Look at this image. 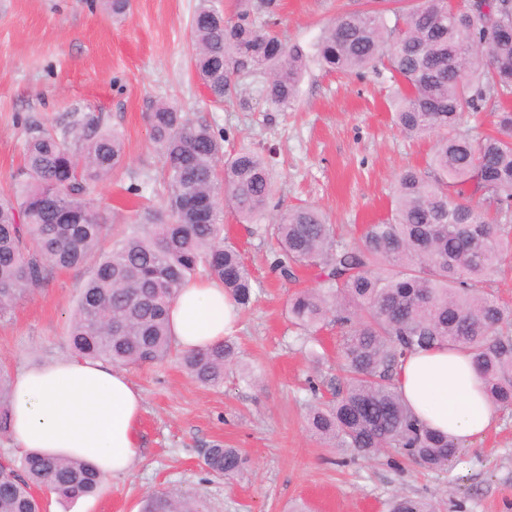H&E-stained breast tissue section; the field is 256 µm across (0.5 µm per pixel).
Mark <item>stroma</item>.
Masks as SVG:
<instances>
[{"label": "stroma", "instance_id": "35a3bbf8", "mask_svg": "<svg viewBox=\"0 0 512 512\" xmlns=\"http://www.w3.org/2000/svg\"><path fill=\"white\" fill-rule=\"evenodd\" d=\"M200 0H130L126 17L101 0H0V194L18 187L23 149L34 120L69 113L101 115L124 142L125 163L95 189L99 208L122 233L141 197L161 204L160 165L146 115L161 102L224 137L225 155L247 148L273 166L274 195L265 215L243 221L224 211V235L253 279L251 304L233 333L241 368L204 387L179 362L127 366L142 391L130 473L103 480L95 495L53 496L43 512H141L145 496L187 494L209 512H387L394 496L426 497L439 512H512V410H500L482 439L461 448L460 462L428 473L386 450L365 459L331 451L311 436L307 413L316 396L331 398L341 377L339 330L328 325L305 346L288 318L290 296L318 287L310 270L295 280L274 269L275 242L263 231L284 209H322L348 245L385 220L398 175L424 167L432 138H409L392 121L396 82L385 66L362 75L310 65L294 106L280 111L262 97L265 76L241 77L215 104L194 75L191 24ZM368 0H279L276 30L310 46L337 13ZM89 267L53 272L0 320V362L9 372L71 356L73 311ZM320 362H313L311 352ZM239 449L249 467L237 481L213 476L204 454L213 445Z\"/></svg>", "mask_w": 512, "mask_h": 512}]
</instances>
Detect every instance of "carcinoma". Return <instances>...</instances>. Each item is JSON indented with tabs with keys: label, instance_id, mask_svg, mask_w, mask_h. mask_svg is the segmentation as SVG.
<instances>
[{
	"label": "carcinoma",
	"instance_id": "obj_1",
	"mask_svg": "<svg viewBox=\"0 0 512 512\" xmlns=\"http://www.w3.org/2000/svg\"><path fill=\"white\" fill-rule=\"evenodd\" d=\"M276 0H239L224 18L202 0L191 25L193 67L212 102L230 95L244 71L268 75L266 101L286 111L310 62L360 74L387 65L398 83L394 125L410 137L436 136L423 170L397 178L391 216L363 230L361 243L337 240L314 206L286 209L270 232L286 279L294 266L317 271L320 286L293 295L291 320L309 340L330 321L340 327L345 376L336 400L309 411V427L329 447L363 457L392 448L429 470L460 458V448L412 414L395 376L411 353L462 347L473 356L492 402L512 407V308L498 303L489 278L512 255V0H381V7L344 11L305 49L285 43L271 16ZM491 112L494 133L480 139L460 129L467 112ZM160 157L163 208H145L138 223L96 261L69 330L78 356L117 366L177 357L196 381L224 383L237 358L235 341L183 351L168 326L181 285L199 273L224 283L247 307L251 278L237 249L224 241L220 193L245 220L263 215L273 194L268 162L251 150L224 158L222 136L162 103L147 114ZM124 163V147L92 113L65 123L36 122L25 142V180L0 199V318L46 280L52 269L84 265L110 225L93 192ZM12 381L0 367V433L8 431ZM208 471L232 480L245 468L236 448L207 449ZM101 480L80 459L26 455L0 463V512H42L35 490L64 500L94 494ZM144 512H208L189 495H151ZM388 512H435L425 500L400 496Z\"/></svg>",
	"mask_w": 512,
	"mask_h": 512
}]
</instances>
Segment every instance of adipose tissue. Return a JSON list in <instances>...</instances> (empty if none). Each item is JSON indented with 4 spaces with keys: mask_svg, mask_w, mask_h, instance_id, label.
<instances>
[{
    "mask_svg": "<svg viewBox=\"0 0 512 512\" xmlns=\"http://www.w3.org/2000/svg\"><path fill=\"white\" fill-rule=\"evenodd\" d=\"M241 309L221 283L187 282L169 310L180 349L223 342ZM399 395L431 430L466 445L480 440L496 413L471 355L437 347L410 354L395 378ZM144 398L125 370L104 360L66 358L19 371L9 406V436L23 453L77 458L102 477L130 472L134 428Z\"/></svg>",
    "mask_w": 512,
    "mask_h": 512,
    "instance_id": "obj_1",
    "label": "adipose tissue"
}]
</instances>
